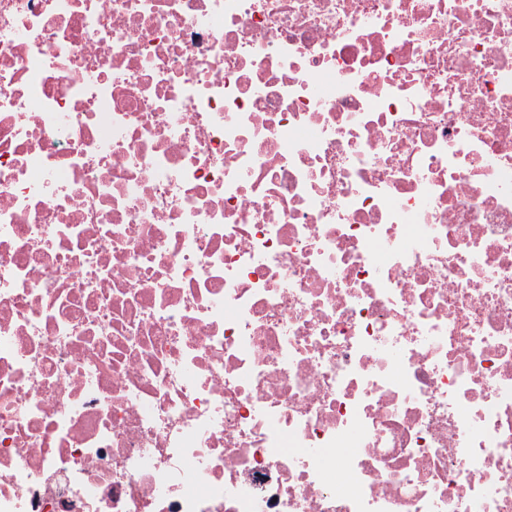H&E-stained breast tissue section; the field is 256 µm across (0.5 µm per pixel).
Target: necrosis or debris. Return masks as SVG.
<instances>
[{"mask_svg":"<svg viewBox=\"0 0 512 512\" xmlns=\"http://www.w3.org/2000/svg\"><path fill=\"white\" fill-rule=\"evenodd\" d=\"M0 512H512V0H0Z\"/></svg>","mask_w":512,"mask_h":512,"instance_id":"necrosis-or-debris-1","label":"necrosis or debris"}]
</instances>
